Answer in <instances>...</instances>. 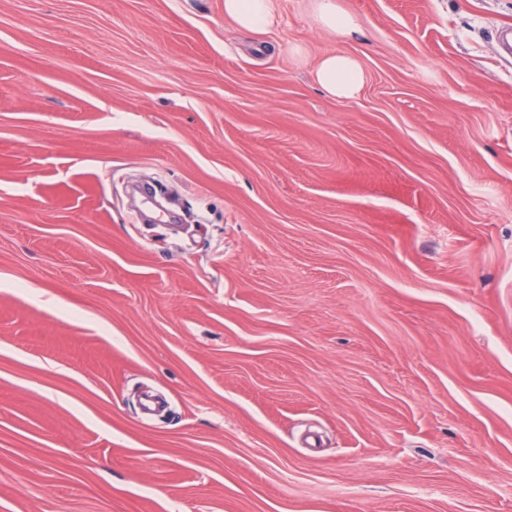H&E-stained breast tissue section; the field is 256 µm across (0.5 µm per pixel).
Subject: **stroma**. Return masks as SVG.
Returning <instances> with one entry per match:
<instances>
[{
  "label": "stroma",
  "instance_id": "35a3bbf8",
  "mask_svg": "<svg viewBox=\"0 0 512 512\" xmlns=\"http://www.w3.org/2000/svg\"><path fill=\"white\" fill-rule=\"evenodd\" d=\"M341 3L0 0V512H512V0ZM276 0H224V18L235 28L264 34L279 23ZM321 26L338 36H352L360 32L354 17L340 4L341 0H312ZM314 78L328 95L352 98L361 89L364 73L360 61L348 53H331L322 56L315 64Z\"/></svg>",
  "mask_w": 512,
  "mask_h": 512
}]
</instances>
